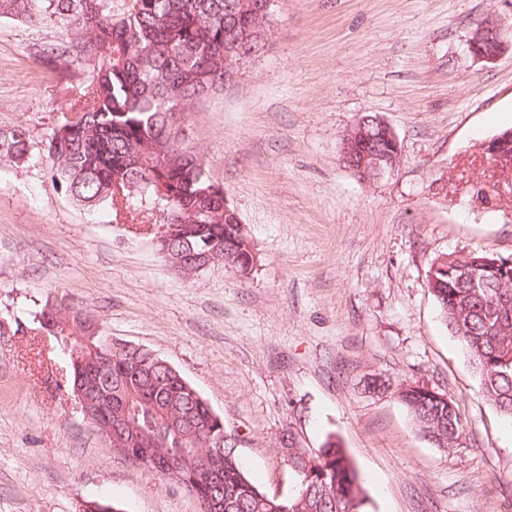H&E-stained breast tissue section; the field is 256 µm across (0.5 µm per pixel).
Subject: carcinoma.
I'll return each mask as SVG.
<instances>
[{"label":"carcinoma","instance_id":"obj_1","mask_svg":"<svg viewBox=\"0 0 512 512\" xmlns=\"http://www.w3.org/2000/svg\"><path fill=\"white\" fill-rule=\"evenodd\" d=\"M0 0V18L58 25L67 39L42 49L65 71L93 62L92 79L70 104L44 145L52 178L88 209L131 213L145 206L173 210L186 222L159 237L158 252L196 258L218 251L236 269L255 250L245 229L224 223V190L201 153L178 139L174 118L204 96L224 91V59L238 56L236 30L252 29L277 0ZM32 144L20 128L0 129V160L24 162ZM428 288L448 332L475 365L482 393L512 421V264L494 252L443 254L427 272ZM36 318L48 336L86 333L91 315L45 305ZM69 386L85 387L83 410L112 422V447L123 457L157 464L173 454L184 465L173 477L215 512H367L365 478L332 434L314 453L288 456L298 488L287 499L268 495L245 473L224 421L183 377L153 352L114 350L68 359ZM399 400L421 435L451 448L466 425L452 398L401 384ZM222 447L205 467L195 449Z\"/></svg>","mask_w":512,"mask_h":512}]
</instances>
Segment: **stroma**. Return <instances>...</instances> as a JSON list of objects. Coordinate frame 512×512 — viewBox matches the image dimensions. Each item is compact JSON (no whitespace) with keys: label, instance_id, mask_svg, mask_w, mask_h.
Here are the masks:
<instances>
[{"label":"stroma","instance_id":"obj_1","mask_svg":"<svg viewBox=\"0 0 512 512\" xmlns=\"http://www.w3.org/2000/svg\"><path fill=\"white\" fill-rule=\"evenodd\" d=\"M512 27V0H279L272 39L238 83L195 104L189 140L257 249L249 275L187 276L156 251V211L135 220L76 204L40 157L0 161V512H198L195 498L113 452L68 387L61 340L37 312L60 299L104 335L176 367L224 421L253 483L294 493L278 452L336 434L366 479L368 512H512V422L484 397L441 323L427 271L441 254L512 255V197L484 207L480 147L512 128V48L475 60L472 31ZM58 27L0 19V128L42 148L92 67L43 47ZM401 149L370 183L340 160L360 114ZM379 376L386 387L370 390ZM451 396L460 445L426 441L395 396Z\"/></svg>","mask_w":512,"mask_h":512}]
</instances>
